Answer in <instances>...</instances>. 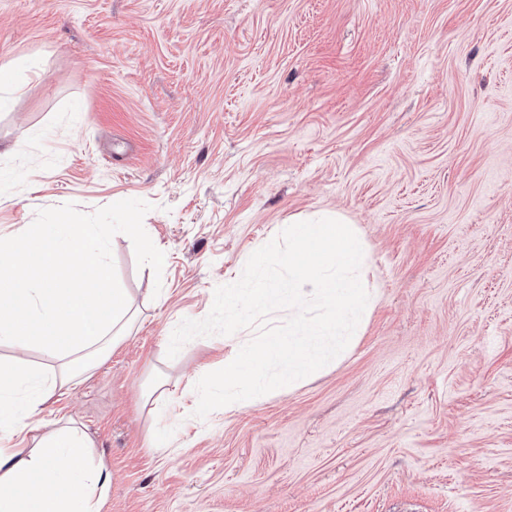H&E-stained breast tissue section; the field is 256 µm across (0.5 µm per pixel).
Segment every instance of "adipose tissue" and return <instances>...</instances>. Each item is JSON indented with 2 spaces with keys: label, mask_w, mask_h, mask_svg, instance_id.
I'll return each instance as SVG.
<instances>
[{
  "label": "adipose tissue",
  "mask_w": 512,
  "mask_h": 512,
  "mask_svg": "<svg viewBox=\"0 0 512 512\" xmlns=\"http://www.w3.org/2000/svg\"><path fill=\"white\" fill-rule=\"evenodd\" d=\"M12 249L18 263L0 265V342L37 347L64 366L48 377L19 360L0 373V428L24 436L56 390L124 339L133 313L99 225L31 224ZM92 448L74 427L50 429L29 448L0 443V512H100L110 477L90 465Z\"/></svg>",
  "instance_id": "1"
}]
</instances>
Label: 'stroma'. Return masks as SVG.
Returning a JSON list of instances; mask_svg holds the SVG:
<instances>
[{
	"mask_svg": "<svg viewBox=\"0 0 512 512\" xmlns=\"http://www.w3.org/2000/svg\"><path fill=\"white\" fill-rule=\"evenodd\" d=\"M1 66L0 241L101 225L136 311L38 415L91 437L101 512H512V0H0ZM338 214L352 347L194 417L234 339L175 327Z\"/></svg>",
	"mask_w": 512,
	"mask_h": 512,
	"instance_id": "1",
	"label": "stroma"
}]
</instances>
